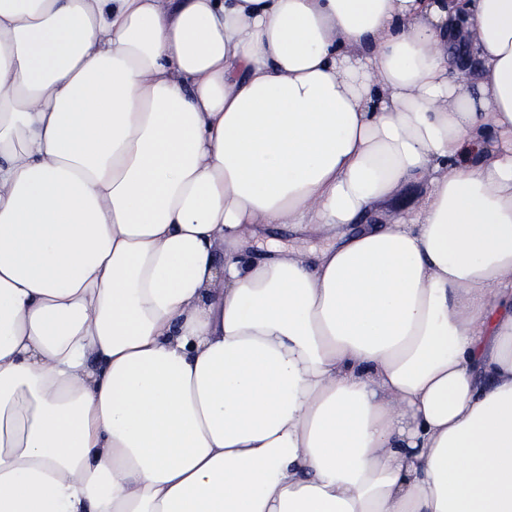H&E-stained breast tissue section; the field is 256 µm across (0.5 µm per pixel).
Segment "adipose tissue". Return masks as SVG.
<instances>
[{
	"label": "adipose tissue",
	"instance_id": "obj_1",
	"mask_svg": "<svg viewBox=\"0 0 512 512\" xmlns=\"http://www.w3.org/2000/svg\"><path fill=\"white\" fill-rule=\"evenodd\" d=\"M0 512H512V0H0ZM262 248L256 249L258 252H265V249L271 246H291V247H304L319 248L322 244L320 239L305 234V233H293L286 231H276L270 233L263 239H261Z\"/></svg>",
	"mask_w": 512,
	"mask_h": 512
}]
</instances>
